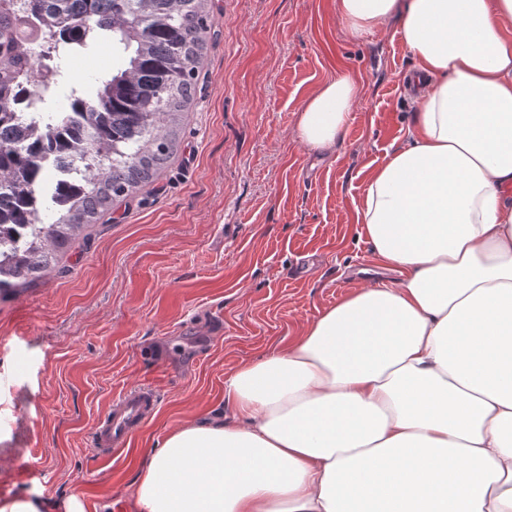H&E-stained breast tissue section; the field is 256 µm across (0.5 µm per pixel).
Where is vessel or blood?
Returning <instances> with one entry per match:
<instances>
[{"label":"vessel or blood","instance_id":"obj_1","mask_svg":"<svg viewBox=\"0 0 512 512\" xmlns=\"http://www.w3.org/2000/svg\"><path fill=\"white\" fill-rule=\"evenodd\" d=\"M157 396L148 387L123 393L100 421L93 435V444L102 453L121 449L132 433L155 411Z\"/></svg>","mask_w":512,"mask_h":512}]
</instances>
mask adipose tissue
<instances>
[{
  "label": "adipose tissue",
  "instance_id": "1",
  "mask_svg": "<svg viewBox=\"0 0 512 512\" xmlns=\"http://www.w3.org/2000/svg\"><path fill=\"white\" fill-rule=\"evenodd\" d=\"M355 39L397 24L413 125L356 219L380 272L289 348L224 381L135 479L141 512H512V0H336ZM341 69L298 114L339 141Z\"/></svg>",
  "mask_w": 512,
  "mask_h": 512
}]
</instances>
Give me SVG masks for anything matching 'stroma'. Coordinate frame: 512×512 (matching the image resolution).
I'll return each instance as SVG.
<instances>
[{"instance_id": "stroma-1", "label": "stroma", "mask_w": 512, "mask_h": 512, "mask_svg": "<svg viewBox=\"0 0 512 512\" xmlns=\"http://www.w3.org/2000/svg\"><path fill=\"white\" fill-rule=\"evenodd\" d=\"M214 35L181 150L58 267L0 298V507L140 512L132 486L175 427L223 411L224 378L290 347L349 290L377 280L356 222L370 171L412 123L416 66L395 28L358 41L335 0H212ZM363 94L336 146L297 114L336 70ZM149 386L155 413L104 455L114 398Z\"/></svg>"}]
</instances>
